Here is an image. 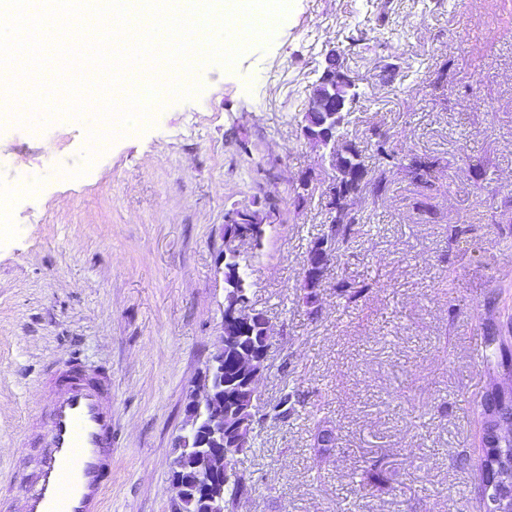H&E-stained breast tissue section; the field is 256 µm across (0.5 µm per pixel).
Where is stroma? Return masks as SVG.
Instances as JSON below:
<instances>
[{"mask_svg":"<svg viewBox=\"0 0 512 512\" xmlns=\"http://www.w3.org/2000/svg\"><path fill=\"white\" fill-rule=\"evenodd\" d=\"M275 25L233 67L198 69L194 97L159 93L101 146L94 112L0 116V188L14 192L0 226V497L35 469L54 377L75 361L112 376L103 512H172L185 406L224 336V212L271 193L280 215L262 246L237 243L270 328L257 403L287 386L306 401L257 425L238 512H480L476 402L512 384L474 354L512 321V0H292ZM332 50L360 93L352 131L379 126L437 167L430 191L400 174L382 198L354 199L361 230L313 319L303 271L329 223V175L298 121ZM341 279L363 295L340 298ZM322 425L335 441L320 457Z\"/></svg>","mask_w":512,"mask_h":512,"instance_id":"35a3bbf8","label":"stroma"}]
</instances>
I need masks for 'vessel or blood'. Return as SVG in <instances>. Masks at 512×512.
I'll return each instance as SVG.
<instances>
[{"mask_svg": "<svg viewBox=\"0 0 512 512\" xmlns=\"http://www.w3.org/2000/svg\"><path fill=\"white\" fill-rule=\"evenodd\" d=\"M56 384L37 471L21 482V512H102L112 482V415L103 405L112 383L75 367Z\"/></svg>", "mask_w": 512, "mask_h": 512, "instance_id": "vessel-or-blood-1", "label": "vessel or blood"}]
</instances>
